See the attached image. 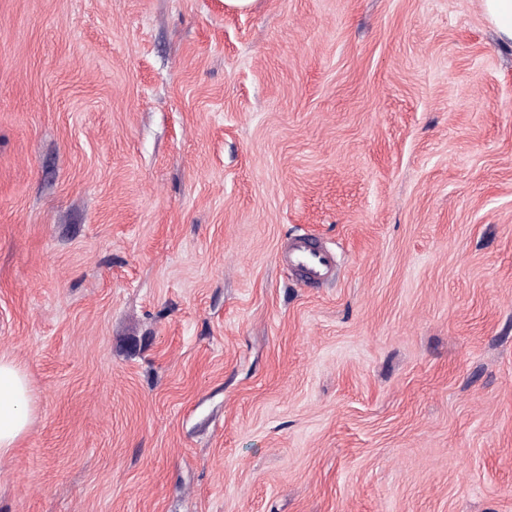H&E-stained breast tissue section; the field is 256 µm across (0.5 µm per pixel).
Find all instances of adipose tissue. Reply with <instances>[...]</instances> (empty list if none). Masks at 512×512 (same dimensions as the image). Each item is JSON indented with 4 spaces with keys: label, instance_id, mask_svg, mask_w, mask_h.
Here are the masks:
<instances>
[{
    "label": "adipose tissue",
    "instance_id": "ef3b65f1",
    "mask_svg": "<svg viewBox=\"0 0 512 512\" xmlns=\"http://www.w3.org/2000/svg\"><path fill=\"white\" fill-rule=\"evenodd\" d=\"M31 392L25 373L0 357V457L13 451L29 424Z\"/></svg>",
    "mask_w": 512,
    "mask_h": 512
}]
</instances>
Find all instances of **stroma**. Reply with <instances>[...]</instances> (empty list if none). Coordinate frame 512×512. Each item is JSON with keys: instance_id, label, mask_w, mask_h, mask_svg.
<instances>
[{"instance_id": "stroma-1", "label": "stroma", "mask_w": 512, "mask_h": 512, "mask_svg": "<svg viewBox=\"0 0 512 512\" xmlns=\"http://www.w3.org/2000/svg\"><path fill=\"white\" fill-rule=\"evenodd\" d=\"M1 355L0 512H512V42L482 0H0ZM287 264L300 271L308 285L318 286L332 277L336 257L321 242L301 236L289 242ZM31 392L26 374L0 357V457L11 453L29 424Z\"/></svg>"}]
</instances>
